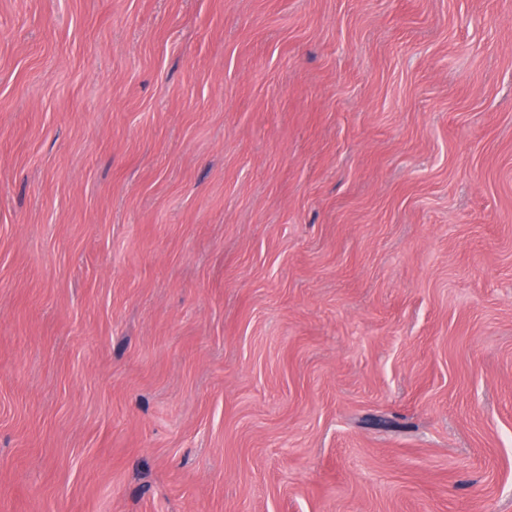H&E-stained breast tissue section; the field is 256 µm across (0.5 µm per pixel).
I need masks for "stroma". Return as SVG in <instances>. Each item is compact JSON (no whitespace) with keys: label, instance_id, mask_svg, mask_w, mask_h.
Instances as JSON below:
<instances>
[{"label":"stroma","instance_id":"obj_1","mask_svg":"<svg viewBox=\"0 0 512 512\" xmlns=\"http://www.w3.org/2000/svg\"><path fill=\"white\" fill-rule=\"evenodd\" d=\"M0 512H512V0H0Z\"/></svg>","mask_w":512,"mask_h":512}]
</instances>
